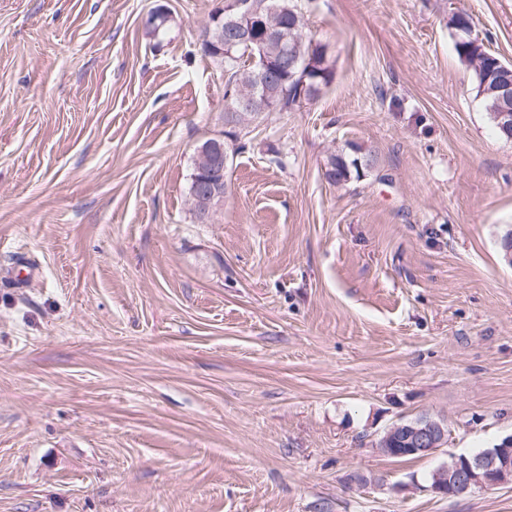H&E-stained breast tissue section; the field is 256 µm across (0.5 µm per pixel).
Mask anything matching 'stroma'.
Listing matches in <instances>:
<instances>
[{"label":"stroma","mask_w":512,"mask_h":512,"mask_svg":"<svg viewBox=\"0 0 512 512\" xmlns=\"http://www.w3.org/2000/svg\"><path fill=\"white\" fill-rule=\"evenodd\" d=\"M220 4L0 0V512H512L429 488L512 435V141L449 23L512 62V0H297L334 78L202 224ZM424 415L436 454L376 448Z\"/></svg>","instance_id":"35a3bbf8"}]
</instances>
